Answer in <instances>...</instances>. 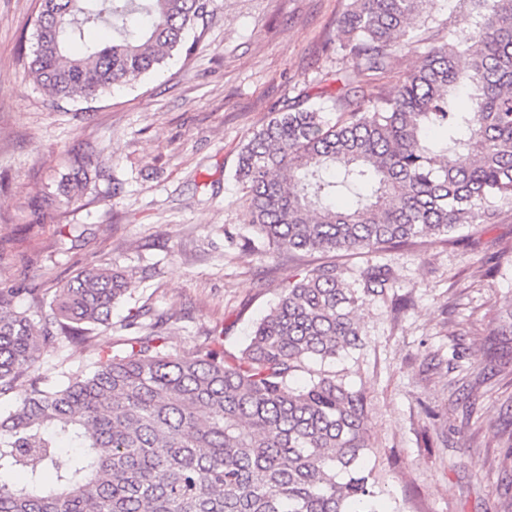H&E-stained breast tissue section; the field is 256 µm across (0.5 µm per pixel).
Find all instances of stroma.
<instances>
[{"mask_svg": "<svg viewBox=\"0 0 512 512\" xmlns=\"http://www.w3.org/2000/svg\"><path fill=\"white\" fill-rule=\"evenodd\" d=\"M347 0H214L191 30L192 57L96 99L51 106L28 77L36 0H0V281L51 298L84 266L131 273L129 290L94 345L64 343L79 364L119 351L129 309L171 314L172 350L192 353L214 332L238 353L255 323L301 269L386 264L389 302L359 313L363 349L331 364L363 389L380 512H512V207L379 254L263 257L230 242L248 234L238 153L274 112L318 98L351 68L337 49ZM470 28L458 0H436L416 21L436 44ZM398 52L361 92L392 93L414 67ZM81 156L102 176L95 191L34 211ZM33 232H24L26 224ZM408 301L395 311L393 298Z\"/></svg>", "mask_w": 512, "mask_h": 512, "instance_id": "stroma-1", "label": "stroma"}]
</instances>
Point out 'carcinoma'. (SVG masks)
I'll list each match as a JSON object with an SVG mask.
<instances>
[{
	"label": "carcinoma",
	"mask_w": 512,
	"mask_h": 512,
	"mask_svg": "<svg viewBox=\"0 0 512 512\" xmlns=\"http://www.w3.org/2000/svg\"><path fill=\"white\" fill-rule=\"evenodd\" d=\"M213 0H38L27 72L52 102L96 97L158 69ZM436 0H350L336 22L352 73L375 76L413 44ZM472 31L420 55L394 94L326 99L336 116L293 101L238 155L245 223L265 255L376 253L463 224H493L512 204V0H459ZM112 26V44L68 53L83 27ZM99 178L80 161L57 181L71 199ZM353 196L341 207L340 194ZM120 268L79 270L49 303L37 288L0 286V512H377L366 397L312 361L364 346L359 309L386 299V264L318 267L288 278L239 354L223 337L192 354L168 345L161 313L129 311L120 354L74 366L35 363L66 336L92 347L128 290ZM29 296L28 306L17 299Z\"/></svg>",
	"instance_id": "carcinoma-1"
}]
</instances>
